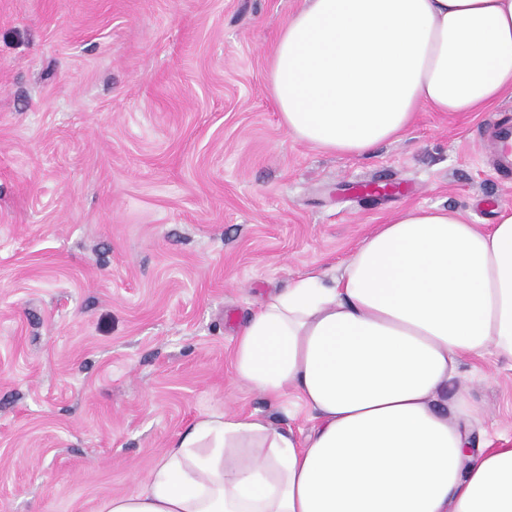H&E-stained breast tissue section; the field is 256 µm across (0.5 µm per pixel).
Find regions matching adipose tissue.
<instances>
[{"mask_svg": "<svg viewBox=\"0 0 512 512\" xmlns=\"http://www.w3.org/2000/svg\"><path fill=\"white\" fill-rule=\"evenodd\" d=\"M270 79L291 136L360 157L420 107L473 112L512 93V0H307ZM490 356L512 362V207L488 228L443 206L396 210L235 338L237 380L295 394L309 432L202 416L99 512H512V447L472 443L456 382Z\"/></svg>", "mask_w": 512, "mask_h": 512, "instance_id": "adipose-tissue-1", "label": "adipose tissue"}]
</instances>
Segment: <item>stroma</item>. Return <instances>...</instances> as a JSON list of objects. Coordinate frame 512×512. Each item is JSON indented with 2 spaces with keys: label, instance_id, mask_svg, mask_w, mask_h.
Returning <instances> with one entry per match:
<instances>
[{
  "label": "stroma",
  "instance_id": "stroma-1",
  "mask_svg": "<svg viewBox=\"0 0 512 512\" xmlns=\"http://www.w3.org/2000/svg\"><path fill=\"white\" fill-rule=\"evenodd\" d=\"M303 2L0 0V512H99L206 414L309 430L235 378L252 311L398 208L512 206L481 158L512 96L362 157L289 136L269 60ZM461 373L512 442V363Z\"/></svg>",
  "mask_w": 512,
  "mask_h": 512
}]
</instances>
